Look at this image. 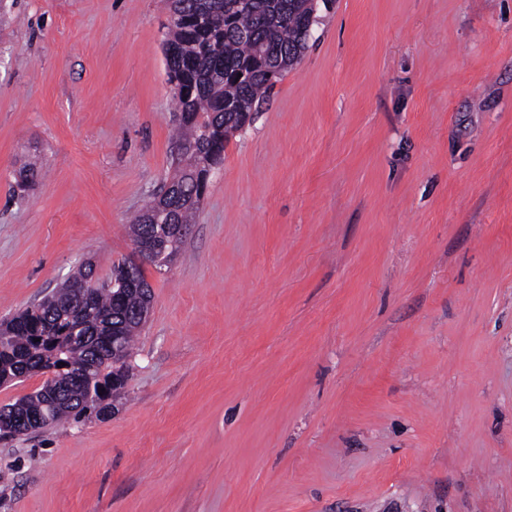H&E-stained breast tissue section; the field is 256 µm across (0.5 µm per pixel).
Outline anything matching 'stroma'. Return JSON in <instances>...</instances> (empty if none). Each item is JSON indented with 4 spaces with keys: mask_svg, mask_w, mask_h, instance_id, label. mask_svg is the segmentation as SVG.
I'll return each instance as SVG.
<instances>
[{
    "mask_svg": "<svg viewBox=\"0 0 512 512\" xmlns=\"http://www.w3.org/2000/svg\"><path fill=\"white\" fill-rule=\"evenodd\" d=\"M168 19L0 0V321L132 259ZM143 270L112 412L0 437V512H512V0L319 8Z\"/></svg>",
    "mask_w": 512,
    "mask_h": 512,
    "instance_id": "35a3bbf8",
    "label": "stroma"
}]
</instances>
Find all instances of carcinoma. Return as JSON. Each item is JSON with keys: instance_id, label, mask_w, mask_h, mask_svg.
<instances>
[{"instance_id": "1", "label": "carcinoma", "mask_w": 512, "mask_h": 512, "mask_svg": "<svg viewBox=\"0 0 512 512\" xmlns=\"http://www.w3.org/2000/svg\"><path fill=\"white\" fill-rule=\"evenodd\" d=\"M166 65L191 89L173 91L178 138L174 173L160 195L131 221L132 240L153 224L192 223L204 196V174L224 161V142L240 129L237 113L259 110L274 78L294 66L316 21L314 0H169ZM244 77H239V74ZM149 300L138 286L95 284L93 265L82 264L66 284L0 323V385L32 373L52 374L43 387L20 398L24 411L45 426L100 414L119 387L112 384L106 340L120 327L125 352L143 325ZM86 343L71 340L75 326ZM76 370L68 400L53 404L44 387Z\"/></svg>"}]
</instances>
